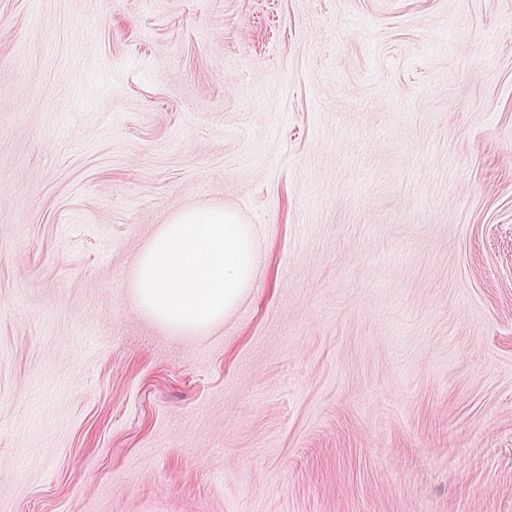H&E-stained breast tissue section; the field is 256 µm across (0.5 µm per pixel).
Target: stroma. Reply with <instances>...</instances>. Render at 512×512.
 <instances>
[{
  "mask_svg": "<svg viewBox=\"0 0 512 512\" xmlns=\"http://www.w3.org/2000/svg\"><path fill=\"white\" fill-rule=\"evenodd\" d=\"M0 512H512V0H0Z\"/></svg>",
  "mask_w": 512,
  "mask_h": 512,
  "instance_id": "1",
  "label": "stroma"
}]
</instances>
